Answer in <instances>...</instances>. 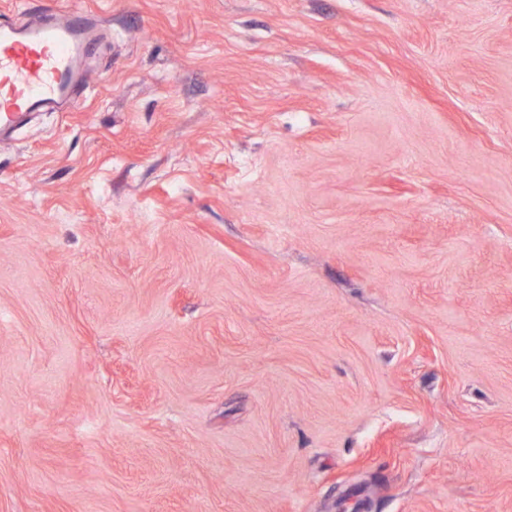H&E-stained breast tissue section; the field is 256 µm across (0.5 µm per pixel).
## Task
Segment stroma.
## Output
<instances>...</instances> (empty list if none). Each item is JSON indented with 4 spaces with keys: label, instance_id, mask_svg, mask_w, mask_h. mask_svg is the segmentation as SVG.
Wrapping results in <instances>:
<instances>
[{
    "label": "stroma",
    "instance_id": "stroma-1",
    "mask_svg": "<svg viewBox=\"0 0 512 512\" xmlns=\"http://www.w3.org/2000/svg\"><path fill=\"white\" fill-rule=\"evenodd\" d=\"M0 145V512H512V0H79ZM110 36L101 18L56 7L26 22L0 21V139L37 112H61L91 79L88 60Z\"/></svg>",
    "mask_w": 512,
    "mask_h": 512
}]
</instances>
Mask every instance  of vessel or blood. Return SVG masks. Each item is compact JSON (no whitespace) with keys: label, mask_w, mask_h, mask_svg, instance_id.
Listing matches in <instances>:
<instances>
[{"label":"vessel or blood","mask_w":512,"mask_h":512,"mask_svg":"<svg viewBox=\"0 0 512 512\" xmlns=\"http://www.w3.org/2000/svg\"><path fill=\"white\" fill-rule=\"evenodd\" d=\"M110 32L101 18L57 7L35 20L0 21V139L26 117L75 105L88 83V61Z\"/></svg>","instance_id":"obj_1"}]
</instances>
